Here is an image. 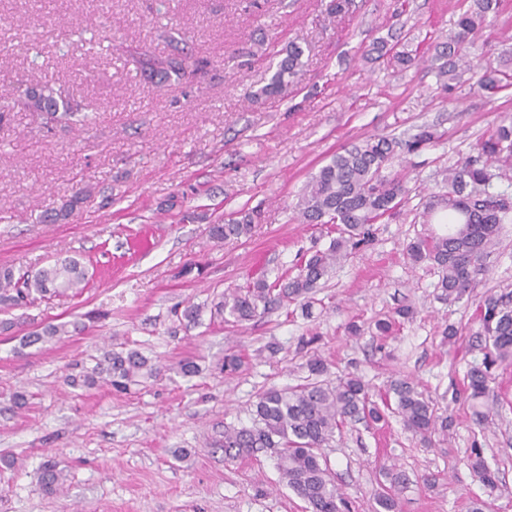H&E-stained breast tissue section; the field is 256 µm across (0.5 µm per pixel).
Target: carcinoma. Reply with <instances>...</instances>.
<instances>
[{
	"label": "carcinoma",
	"instance_id": "obj_1",
	"mask_svg": "<svg viewBox=\"0 0 512 512\" xmlns=\"http://www.w3.org/2000/svg\"><path fill=\"white\" fill-rule=\"evenodd\" d=\"M501 0H472L470 8L458 20V31L436 50V57L446 59L439 67L440 76L461 78L459 63L477 75L476 84L493 95L512 85V74L489 64L466 59L463 50L471 43L479 25L498 12ZM304 48L292 42L286 55L271 67L270 76L257 95L278 97L294 82L303 67ZM139 63L150 80L163 84L171 77L186 78L202 71L205 61L191 55L174 53L157 57L145 51ZM13 104L28 112L41 114L44 124L53 127L66 121L84 123L80 109L62 88L35 85L33 90L17 88ZM439 139L433 127L422 125L406 139L387 136L371 137L345 149L322 166L312 177L300 201L305 224H334L335 237L324 250L302 257L297 272L268 281L265 275L251 276L243 285L230 288L212 305L213 314L226 322L243 323L262 314L298 305L309 311L313 295L321 287L333 265L363 247L371 227L394 215L408 190L399 174L387 169L401 155L419 152ZM512 215V117L502 120L481 139L477 155L446 169L442 190L430 194L423 203L427 228L406 246L405 254L415 266L438 273V298L448 304L463 300L473 277L483 271L481 261L496 245L499 225ZM254 213L242 219H230L208 227L209 237L217 242L238 239L250 234ZM87 279L79 259L65 257L37 270L31 276H15L0 268V309L27 308L37 301L75 294ZM481 328L475 333L484 349L481 364L467 371V399L472 415L481 424L486 420L484 407L491 396L489 369L497 362L512 361V293L489 294L480 302ZM412 310L400 308L376 323L381 335L388 334L400 319ZM86 324H47L23 337L24 345L46 344L60 336L85 331ZM306 367L317 380L285 390L270 389L258 396L252 410V426L224 427V459L235 462L265 451L273 458L279 481L306 503L310 512H349V500L340 492L321 449L346 425L356 422L379 423L385 418L388 400H394L395 412L403 425L423 441H431L436 431L448 432L452 419L436 414L427 392L406 378L389 384L385 400H372L364 381L348 374L331 384L320 379L327 367L318 356L310 357ZM157 368L136 349L112 348L97 359L83 375L87 386L102 381L125 389L136 378L155 376ZM472 468L487 487L496 486L497 476L473 449ZM384 477L390 487L377 494L381 512H398L396 491L406 482V475L387 468ZM63 470L46 465L40 486L46 492L62 488Z\"/></svg>",
	"mask_w": 512,
	"mask_h": 512
}]
</instances>
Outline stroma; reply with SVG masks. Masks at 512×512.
Wrapping results in <instances>:
<instances>
[{"mask_svg": "<svg viewBox=\"0 0 512 512\" xmlns=\"http://www.w3.org/2000/svg\"><path fill=\"white\" fill-rule=\"evenodd\" d=\"M330 0H0V86L63 85L89 124L44 127L11 109L0 122V267L33 273L56 258L83 259L89 283L78 295L39 302L26 321L0 333V512H304L278 485L273 461L224 459L228 426L251 425L257 396L305 383L312 355L327 381L360 376L374 395L410 377L438 413L453 418L448 438L424 445L397 414L344 427L324 454L352 512H374L381 467L408 481L402 512H512V363L496 365L495 402L477 425L464 377L483 352L472 341L477 308L512 291V221L476 276L467 299L437 298V274L413 267L404 247L422 228V204L443 171L469 155L512 114V88L490 96L441 87L429 60L457 29L470 0H353L331 16ZM306 46L304 67L283 99L258 91L290 42ZM182 50L206 59L197 76L154 88L125 53ZM416 51L394 67L389 49ZM512 68V0L484 25L473 48ZM433 126L441 141L395 159L410 194L396 217L376 225L369 246L337 265L315 295L312 317L271 311L232 325L211 302L255 272L275 279L300 252L326 248L324 226L302 223L298 202L311 176L345 147L373 136L404 138ZM83 200L67 219L55 214ZM255 209L249 236L216 242L208 227ZM196 263L200 272L184 274ZM198 305L199 323L174 314ZM412 319L386 336L374 322L394 308ZM102 318L46 346L21 343L33 327ZM355 321L362 335L347 334ZM460 334L447 339L444 330ZM141 351L162 372L118 392L73 385L99 348ZM241 354L225 375L226 354ZM195 360L193 378L177 364ZM25 407H16L15 392ZM498 477L484 486L472 448ZM12 467H4V460ZM67 480L48 494L46 462ZM439 478L427 487V474Z\"/></svg>", "mask_w": 512, "mask_h": 512, "instance_id": "stroma-1", "label": "stroma"}]
</instances>
